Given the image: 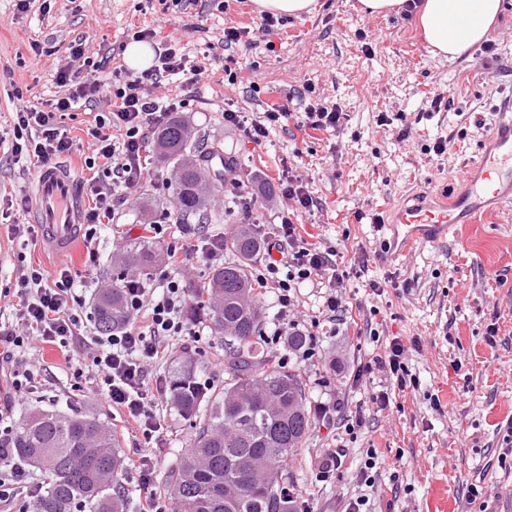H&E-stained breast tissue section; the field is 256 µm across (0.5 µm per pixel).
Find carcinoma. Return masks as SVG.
Returning <instances> with one entry per match:
<instances>
[{"label":"carcinoma","mask_w":512,"mask_h":512,"mask_svg":"<svg viewBox=\"0 0 512 512\" xmlns=\"http://www.w3.org/2000/svg\"><path fill=\"white\" fill-rule=\"evenodd\" d=\"M155 151L177 168L173 204L180 217L203 216L199 185L218 152L197 150L179 115L158 133ZM262 245L253 225H237L224 240L235 260L210 272L207 299L189 308L191 317L204 318L211 335L224 341L223 387L203 381L211 363L189 354L174 357L165 374L171 409L195 425L190 447L165 476L177 512H300L297 490L278 483L275 472L288 470L302 447L311 411L299 375L274 364L259 345L264 315L251 262ZM162 258L148 242L125 243L116 255V278L129 267L149 269ZM92 306L100 333L125 326L119 285L101 290ZM7 443L0 447V466L21 463L42 475L43 489L29 512H125L126 460L103 411L84 410L74 399L65 410L34 407Z\"/></svg>","instance_id":"carcinoma-1"}]
</instances>
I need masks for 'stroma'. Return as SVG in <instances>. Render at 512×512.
<instances>
[{
	"label": "stroma",
	"instance_id": "stroma-1",
	"mask_svg": "<svg viewBox=\"0 0 512 512\" xmlns=\"http://www.w3.org/2000/svg\"><path fill=\"white\" fill-rule=\"evenodd\" d=\"M260 17L255 0H180L169 7L160 0H31L23 14L16 0H0V136L12 137L19 104L37 107L54 98L52 75L76 37H86L91 51L110 53L119 66L130 32L152 27L165 42L204 59L198 95L185 118L200 147L218 145L231 161L223 177H210L202 189L208 233L228 237L239 224L267 229L282 206L277 193L269 192V182L288 165L320 202L298 218L304 240L364 261L362 276L339 290L347 312L323 322L306 351L292 355L286 341H273L278 306L273 298L263 301L262 346L273 360L294 368L308 392L312 427L281 475L298 490L302 512H346L363 495L367 512H425L438 479L448 482V512H512V456L503 466L487 458L499 428L512 420V209L460 225L448 241L392 263L381 254L386 230L374 221L409 194H431L457 181L485 136L483 128L472 126L474 116L492 123L512 101V0H503L502 14L486 35L497 47V60L490 64L477 46L454 59L435 55L416 16H367L359 0H317L315 11L284 17L269 33L259 32ZM232 25L256 29L253 43L224 46V29ZM34 43L44 54L33 55ZM228 57L245 65L241 82L233 85L224 76ZM440 86L450 88L452 103L426 115L424 93ZM314 96L342 109L341 127L306 137L294 126H278L258 146L224 123L229 103L249 113L283 104L295 114ZM383 112L393 124H380ZM401 112L406 121H398ZM462 127L468 136L461 141ZM441 137L450 141L447 152H429ZM150 162L151 179L134 202L117 221L100 225L95 265H88L84 244L61 257L41 248L38 239L17 237L13 225L31 223V214L0 216V290L6 292L0 312L13 311L17 299L8 290L23 265L52 277L68 263L90 301L112 283V256L126 239L142 237L164 248L181 245L179 234L159 238L140 221L143 201L152 203L160 220L174 209L172 191L162 186L174 176L173 164L155 156ZM236 176L249 180L256 198L251 212L231 207L224 193L225 180ZM368 280L382 282L384 294L367 293ZM396 337L407 348L420 387L396 395L378 412L367 399L387 388V381L381 375L359 381L355 372L361 362L384 354ZM29 360L51 366L53 374L41 391L16 402L17 423L29 407L62 404L76 395L58 350L33 349ZM76 396L86 407L104 406L87 393ZM322 404L328 415L319 413ZM359 410L364 425L346 432L347 417ZM155 412L164 422L167 445L157 456L152 489L165 500V473L177 451L188 448L194 430L167 398L156 400ZM340 444L346 447L341 467L322 476ZM372 454L376 486L370 489L357 475ZM479 470L488 471L489 478L482 496L473 500L469 487Z\"/></svg>",
	"mask_w": 512,
	"mask_h": 512
}]
</instances>
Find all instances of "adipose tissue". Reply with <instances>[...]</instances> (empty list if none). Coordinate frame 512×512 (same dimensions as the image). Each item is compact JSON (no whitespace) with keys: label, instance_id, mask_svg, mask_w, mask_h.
Listing matches in <instances>:
<instances>
[{"label":"adipose tissue","instance_id":"adipose-tissue-1","mask_svg":"<svg viewBox=\"0 0 512 512\" xmlns=\"http://www.w3.org/2000/svg\"><path fill=\"white\" fill-rule=\"evenodd\" d=\"M501 9L502 0H425L419 22L433 53L453 59L484 39Z\"/></svg>","mask_w":512,"mask_h":512}]
</instances>
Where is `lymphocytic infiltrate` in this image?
<instances>
[{
    "label": "lymphocytic infiltrate",
    "mask_w": 512,
    "mask_h": 512,
    "mask_svg": "<svg viewBox=\"0 0 512 512\" xmlns=\"http://www.w3.org/2000/svg\"><path fill=\"white\" fill-rule=\"evenodd\" d=\"M106 64L105 54L90 55L85 38L72 41L53 76L62 95L48 100L40 110L20 106L15 112L12 140L0 137V146L8 145L13 161L32 157L44 164L74 149L73 139L53 126L55 113L88 110L85 133L93 150L84 163L92 175L81 190L92 201L83 222V238L91 259L96 256L98 226L113 221L128 202L129 190L142 186L150 175V139L173 114L189 109L192 98L187 89L205 69L203 61L190 58L172 44L159 53L154 66L138 76L123 75L121 69L110 70ZM173 79L179 82L178 93L154 95V87ZM288 116V109L281 108L251 119L228 108L224 122L259 145L267 139L270 128ZM277 182L283 205L277 224L264 235V257L255 280L259 288L271 289L276 297L280 323L274 335L280 338L298 329L295 294L304 283H328L330 291L323 302L327 316L346 310L335 287L350 272L343 269L336 250L309 246L299 232V215L312 211L316 204L307 182L288 166L278 173ZM168 259L171 270L160 284L138 277L122 281L129 320L119 332L103 336L88 329L83 298L65 263L52 280L40 268H22L15 284L18 303L14 313L10 320H0V371L5 372L7 385L0 398V417L9 415L12 403L27 398L42 381V369L25 363L26 352L41 344L69 353L71 389L89 392L123 410L149 442L148 448L130 462L144 488L141 512H170L168 504L151 489L155 448L163 443L162 425L152 407L164 389L150 386L149 369L182 337L199 335L184 317L186 288L178 272L181 260L177 248H169ZM405 353L403 341L395 338L384 355L360 365L359 376L382 372L391 381V390L371 395L376 410L389 406L392 392L418 388L419 379L406 364Z\"/></svg>",
    "instance_id": "obj_1"
}]
</instances>
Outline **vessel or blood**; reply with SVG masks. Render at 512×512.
Here are the masks:
<instances>
[{
  "label": "vessel or blood",
  "instance_id": "obj_1",
  "mask_svg": "<svg viewBox=\"0 0 512 512\" xmlns=\"http://www.w3.org/2000/svg\"><path fill=\"white\" fill-rule=\"evenodd\" d=\"M41 241L65 255L80 235L84 198L69 167L51 163L35 177L31 197ZM512 203V106L497 112L478 156L461 181L437 194H413L387 223L385 258L395 261L416 249L445 242L457 225Z\"/></svg>",
  "mask_w": 512,
  "mask_h": 512
}]
</instances>
